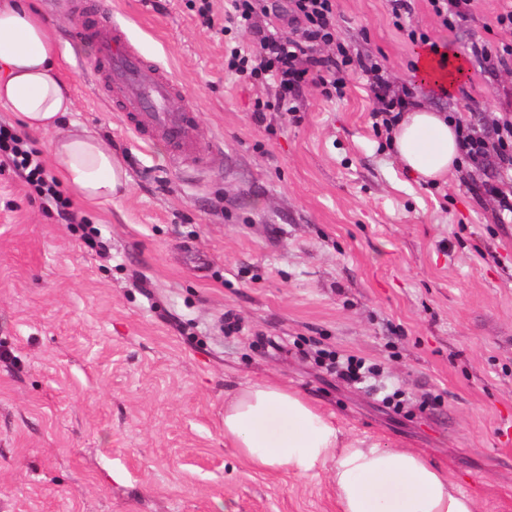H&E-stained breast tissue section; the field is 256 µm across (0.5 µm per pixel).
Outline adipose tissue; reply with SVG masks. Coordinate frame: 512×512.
Masks as SVG:
<instances>
[{
	"label": "adipose tissue",
	"mask_w": 512,
	"mask_h": 512,
	"mask_svg": "<svg viewBox=\"0 0 512 512\" xmlns=\"http://www.w3.org/2000/svg\"><path fill=\"white\" fill-rule=\"evenodd\" d=\"M56 35L29 0H0V105L34 131H51L54 165L78 200L111 203L129 176L111 149L89 130L58 132L72 102L58 74ZM421 52L413 74L427 91L451 93L466 70L434 67ZM407 172L438 183L459 164L461 131L426 105L391 129ZM224 440L258 471L282 470L299 479L328 472L339 512H478L475 496L421 454L346 437L333 414L277 380L245 384L224 399Z\"/></svg>",
	"instance_id": "adipose-tissue-1"
}]
</instances>
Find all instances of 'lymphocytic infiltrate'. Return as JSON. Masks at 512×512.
Instances as JSON below:
<instances>
[{
  "mask_svg": "<svg viewBox=\"0 0 512 512\" xmlns=\"http://www.w3.org/2000/svg\"><path fill=\"white\" fill-rule=\"evenodd\" d=\"M230 2V22L251 33L256 48L245 53L240 47H232L227 66L254 83L273 80L278 87L277 109H287L290 96L303 86L327 88V75L350 65L352 57L336 37L337 0H288L287 10L279 16V25L272 28L261 24L268 11L267 0ZM368 70L373 74L372 115L380 127L391 129L410 105L411 98L393 94L376 63H369ZM494 134L496 139L491 142L475 128H466L461 133V150L475 165L495 160V175L475 186L474 192L497 202L495 221L501 224L512 219V120L496 125ZM0 158L11 164L27 184L34 186L46 203L54 206L59 223H77L78 216L69 198L63 196L56 181L47 178L39 152L16 131L1 124Z\"/></svg>",
  "mask_w": 512,
  "mask_h": 512,
  "instance_id": "1",
  "label": "lymphocytic infiltrate"
}]
</instances>
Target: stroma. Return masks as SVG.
<instances>
[{"mask_svg": "<svg viewBox=\"0 0 512 512\" xmlns=\"http://www.w3.org/2000/svg\"><path fill=\"white\" fill-rule=\"evenodd\" d=\"M98 0H37L73 101L64 125L112 146L130 176L110 204L79 201L60 224L0 166V512H339L328 473L257 471L224 442V397L279 379L335 415L346 435L409 448L512 512V223L460 162L430 186L399 164L370 117V75L343 97L306 86L295 112L267 110L274 84L224 68L229 0H105L131 42L184 86L203 159L172 163L136 142L87 80L94 47L69 40ZM394 20L387 0H338L337 35L397 91L462 124H492L512 74L490 78L471 48L512 45L499 0H469L454 28L430 0ZM464 60L452 94L417 85L425 42ZM326 349L380 366L349 384ZM400 392L389 413L382 393ZM435 410H419L426 395Z\"/></svg>", "mask_w": 512, "mask_h": 512, "instance_id": "obj_1", "label": "stroma"}]
</instances>
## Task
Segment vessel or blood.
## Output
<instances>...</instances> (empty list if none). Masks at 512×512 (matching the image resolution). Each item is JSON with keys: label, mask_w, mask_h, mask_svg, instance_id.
I'll use <instances>...</instances> for the list:
<instances>
[{"label": "vessel or blood", "mask_w": 512, "mask_h": 512, "mask_svg": "<svg viewBox=\"0 0 512 512\" xmlns=\"http://www.w3.org/2000/svg\"><path fill=\"white\" fill-rule=\"evenodd\" d=\"M73 38L94 41L96 53L91 68L94 82L106 83L112 100L129 115L128 129L142 145L154 138L174 147L173 161L199 159V148L189 131L196 120L192 107L174 111L172 100L184 88L159 64L148 61L129 40L124 23L104 14L97 28H77Z\"/></svg>", "instance_id": "1"}]
</instances>
